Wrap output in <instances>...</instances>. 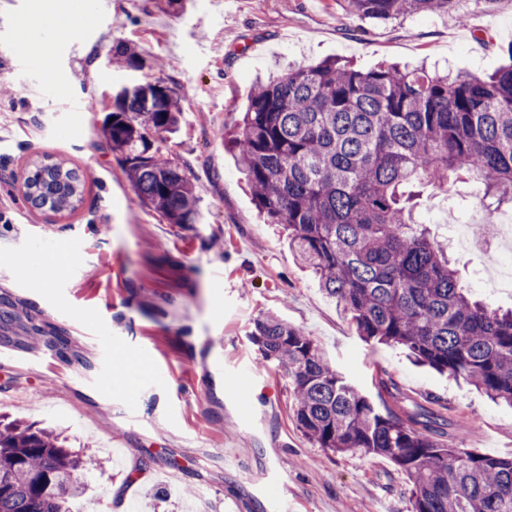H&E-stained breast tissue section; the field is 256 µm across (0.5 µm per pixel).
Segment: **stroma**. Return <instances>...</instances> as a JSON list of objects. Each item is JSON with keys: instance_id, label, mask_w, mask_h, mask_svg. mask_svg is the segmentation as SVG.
I'll list each match as a JSON object with an SVG mask.
<instances>
[{"instance_id": "stroma-1", "label": "stroma", "mask_w": 512, "mask_h": 512, "mask_svg": "<svg viewBox=\"0 0 512 512\" xmlns=\"http://www.w3.org/2000/svg\"><path fill=\"white\" fill-rule=\"evenodd\" d=\"M38 0H0V289L64 328L86 363L0 347V414L24 418L96 456L73 512H266L269 473L295 512H410V485L389 460L327 455L298 428L288 379L249 334L274 314L311 336L365 394L383 368L413 398L446 406L456 445L512 456V407L419 366L397 347L361 340L335 302L265 224L224 139L257 77L328 58L367 71L383 62L493 73L512 59V0L454 18L370 23L343 0H97L52 39ZM49 59H19L27 28ZM126 41L138 67L111 64ZM163 82L181 100L162 147L199 196L194 224L143 208L102 123L122 87ZM69 160L86 178L71 213L31 207L26 164ZM476 182L421 188L417 220L447 243L461 285L495 308L512 290L477 280L497 234L463 254L457 225L478 217Z\"/></svg>"}]
</instances>
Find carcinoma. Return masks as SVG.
I'll use <instances>...</instances> for the list:
<instances>
[{
    "label": "carcinoma",
    "instance_id": "cac0c4a2",
    "mask_svg": "<svg viewBox=\"0 0 512 512\" xmlns=\"http://www.w3.org/2000/svg\"><path fill=\"white\" fill-rule=\"evenodd\" d=\"M361 20L458 15L462 0H344ZM116 62L137 63L117 43ZM173 89L140 84L114 98L105 134L141 206L170 224H194L195 186L155 136L176 127ZM267 223L280 224L321 290L357 336L406 350L440 374L512 406V309L464 293L443 246L415 220L413 187L448 193L480 184L485 223L512 203V64L491 75L449 76L424 66L367 72L336 61L292 67L260 82L229 140ZM85 178L62 159L26 169L23 195L38 209L72 212ZM0 293V347L85 360L68 333ZM263 360L283 368L297 426L332 454L385 457L411 484V512H512V458L439 440L448 419L405 397L388 372L378 401L353 385L319 345L273 315L250 333ZM97 460L33 422L0 420V512H72Z\"/></svg>",
    "mask_w": 512,
    "mask_h": 512
}]
</instances>
